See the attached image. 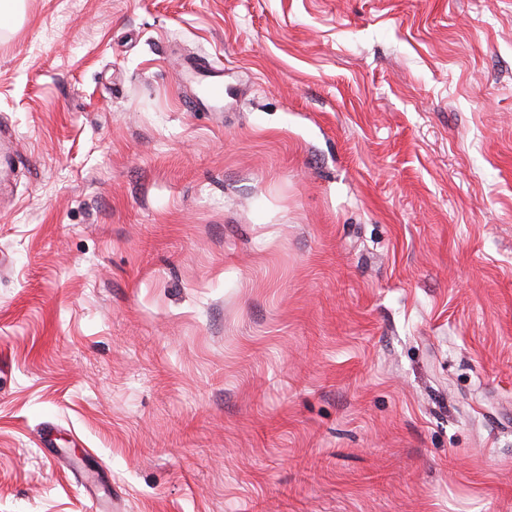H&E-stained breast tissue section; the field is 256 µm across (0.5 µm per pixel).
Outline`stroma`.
<instances>
[{
    "instance_id": "obj_1",
    "label": "stroma",
    "mask_w": 512,
    "mask_h": 512,
    "mask_svg": "<svg viewBox=\"0 0 512 512\" xmlns=\"http://www.w3.org/2000/svg\"><path fill=\"white\" fill-rule=\"evenodd\" d=\"M0 130V512H512V0H19Z\"/></svg>"
}]
</instances>
